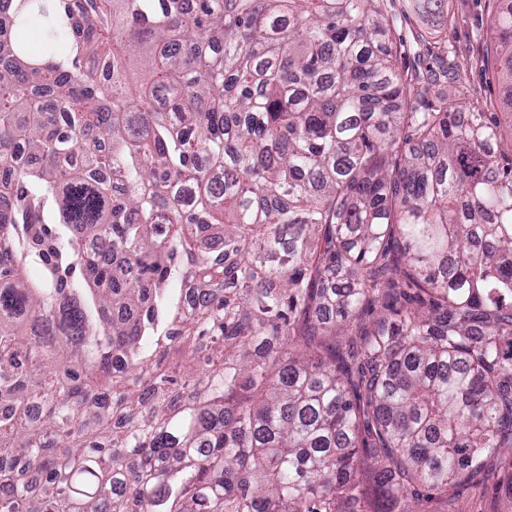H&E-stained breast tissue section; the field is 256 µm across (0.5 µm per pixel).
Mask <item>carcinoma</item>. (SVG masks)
Instances as JSON below:
<instances>
[{
    "label": "carcinoma",
    "mask_w": 512,
    "mask_h": 512,
    "mask_svg": "<svg viewBox=\"0 0 512 512\" xmlns=\"http://www.w3.org/2000/svg\"><path fill=\"white\" fill-rule=\"evenodd\" d=\"M447 8L0 0V512H455L512 453V154L391 42ZM394 47L397 50V63L400 67L410 66L417 59V46L415 44L414 26L402 18L392 36Z\"/></svg>",
    "instance_id": "carcinoma-1"
}]
</instances>
